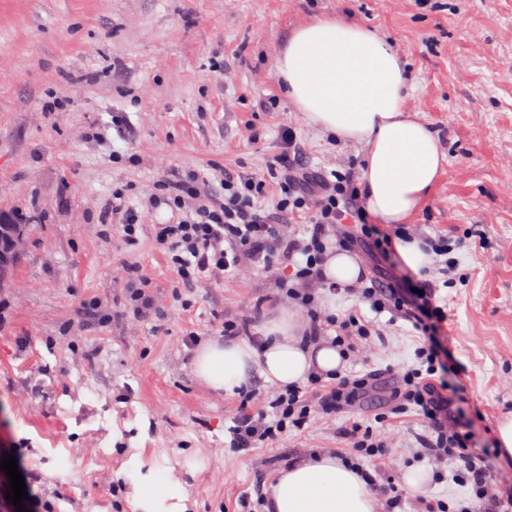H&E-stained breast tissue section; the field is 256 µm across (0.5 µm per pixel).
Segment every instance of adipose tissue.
<instances>
[{"label":"adipose tissue","mask_w":512,"mask_h":512,"mask_svg":"<svg viewBox=\"0 0 512 512\" xmlns=\"http://www.w3.org/2000/svg\"><path fill=\"white\" fill-rule=\"evenodd\" d=\"M277 70L288 98L313 125L367 146L362 189L371 216L406 224L437 181L444 155L437 139L404 114L409 83L392 48L372 30L340 19L316 18L292 32ZM287 307L262 322L258 341H211L196 354L198 379L234 393L253 375L284 388L308 373L336 372L342 359L326 342H308ZM131 456L122 473L141 512H181L184 486L163 471L145 475ZM269 512H378L365 477L336 456L297 460L277 475Z\"/></svg>","instance_id":"1"}]
</instances>
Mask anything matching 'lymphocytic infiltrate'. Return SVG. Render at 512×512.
Returning a JSON list of instances; mask_svg holds the SVG:
<instances>
[{
  "instance_id": "1",
  "label": "lymphocytic infiltrate",
  "mask_w": 512,
  "mask_h": 512,
  "mask_svg": "<svg viewBox=\"0 0 512 512\" xmlns=\"http://www.w3.org/2000/svg\"><path fill=\"white\" fill-rule=\"evenodd\" d=\"M282 151L270 163L266 176L225 175L224 195L209 197L204 179L191 171L176 183H159L165 205L182 213L175 224L154 225V240L182 282L200 284L240 274L247 265L276 264L289 268L280 288L307 314L310 340L329 339L343 358H350L356 340L374 336L372 322L352 315L322 321L310 285L322 284L321 266L329 249L366 248L377 262L393 254L392 236L376 224L366 223L362 190L353 169L314 170L298 164L300 146L291 129H282ZM278 192L272 208L260 200L267 180ZM289 215L305 219L303 234L283 232L279 220ZM349 230H342L345 218ZM362 294L375 313L390 312L410 322L421 344L415 362L405 367L390 395L391 413L415 411L426 432L419 438L424 454L437 460L456 456L460 478L469 484L479 512H512V501L492 490L486 465L471 451L472 434L464 412L448 385V351L434 339L445 312L434 299V283L407 275L372 276ZM376 387L373 375L337 372L333 377L314 373L303 386L279 389L265 401L261 412H241L231 430V447L257 448L303 431L319 416H330L356 405Z\"/></svg>"
}]
</instances>
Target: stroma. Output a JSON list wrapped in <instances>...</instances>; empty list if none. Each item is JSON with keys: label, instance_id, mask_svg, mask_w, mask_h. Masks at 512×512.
Here are the masks:
<instances>
[{"label": "stroma", "instance_id": "1", "mask_svg": "<svg viewBox=\"0 0 512 512\" xmlns=\"http://www.w3.org/2000/svg\"><path fill=\"white\" fill-rule=\"evenodd\" d=\"M317 16L373 30L408 74L407 112L445 155L409 237L441 236L457 261L436 298L447 312L449 378L462 390L475 452L495 486L512 490V455L495 443L512 417V0H0V205L30 222L11 287L0 290V457L17 451L50 512H136L119 471L131 455L186 489V512H239L270 496L275 476L316 452L344 457L353 421L384 449L364 469L403 491L398 507L456 504L470 489L455 459L422 454L413 414L388 415L387 395L419 345L410 323L374 314L358 287L323 312L374 321L345 370L376 375L359 413L319 417L264 448H231L239 395L195 376L189 335L216 338L230 315L287 304L278 274L187 288L143 230L137 249L117 232L112 193L144 205L159 181L221 171L262 175L292 127L312 167L362 166L367 147L307 121L284 98L276 62L289 36ZM277 95V109H258ZM124 116L114 126L113 116ZM139 266L156 303L143 320L124 309ZM386 414L376 422L377 414ZM105 454L106 467L95 458ZM202 465L192 475L187 462ZM426 472L409 486L407 474Z\"/></svg>", "mask_w": 512, "mask_h": 512}]
</instances>
